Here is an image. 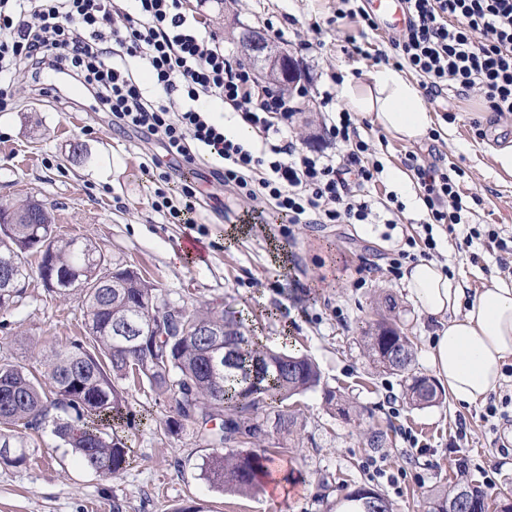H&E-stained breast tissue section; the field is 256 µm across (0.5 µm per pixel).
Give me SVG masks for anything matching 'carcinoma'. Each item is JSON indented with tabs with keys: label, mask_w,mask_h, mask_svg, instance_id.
Masks as SVG:
<instances>
[{
	"label": "carcinoma",
	"mask_w": 512,
	"mask_h": 512,
	"mask_svg": "<svg viewBox=\"0 0 512 512\" xmlns=\"http://www.w3.org/2000/svg\"><path fill=\"white\" fill-rule=\"evenodd\" d=\"M2 224L7 228L0 229V310L22 303L31 278L29 257L37 258L44 288L48 266L77 270L85 340L44 351L39 370L0 358V448L13 449L9 457L0 455V464H25L29 453L23 431L49 426L82 467L104 477L122 474L134 459L115 429L136 426L128 390L146 384L159 398L170 397L174 387L180 391L164 432L190 427L214 448L205 464L210 485L238 494L262 491L271 462L270 449L259 447L264 437L239 441L233 435L248 419L273 418L276 434L269 441L277 454L288 453L295 425L292 400L320 387L317 365L304 355L269 348L245 331L233 311L195 306L181 308L178 321L167 314L150 316L149 304L164 298L163 290L132 265L108 263L92 240L57 235L50 214L36 202L1 207ZM150 319L155 329L147 333L146 362L123 349L112 330L116 324L145 325ZM200 326L223 334L231 363L217 371L208 366ZM363 341L373 362L405 378L413 405L439 402L435 384L415 371L413 341L397 324L384 319L363 331ZM468 488L458 482L435 494L428 512H444Z\"/></svg>",
	"instance_id": "1"
}]
</instances>
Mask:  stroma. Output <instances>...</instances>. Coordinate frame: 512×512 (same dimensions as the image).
<instances>
[{"label": "stroma", "instance_id": "obj_1", "mask_svg": "<svg viewBox=\"0 0 512 512\" xmlns=\"http://www.w3.org/2000/svg\"><path fill=\"white\" fill-rule=\"evenodd\" d=\"M346 0H190L238 57L246 50L242 28L273 22V38L290 50L300 71L316 79L315 92L299 99L288 128L298 141L321 134L329 114L344 109L331 74L357 84L368 82L370 60L345 51L348 40L369 52L390 51L392 33L371 30L352 18ZM321 32H314L313 23ZM333 92L327 110L317 95ZM434 125L417 141L385 135L374 115L359 114L358 133L373 159L383 163L371 195L386 201L397 195L405 205L403 225L418 224L423 204L400 192L388 173L403 169L406 154L425 161L441 156L462 171L460 189L471 198L475 224L512 230V175L494 158L512 143V117L489 112L479 92L458 97L447 90L428 102ZM155 142L109 126L91 105L34 94L17 85L14 108L0 112V204L35 200L51 213L60 234L97 242L108 261L140 269L176 306L205 304L238 312L252 333L278 351L305 354L318 365L322 389L301 396L291 446L270 468L277 480L255 496L213 488L203 465L212 450L195 433L165 434L161 423L172 410L149 388L131 389L129 407L145 423L131 435L135 456L125 473L105 478L77 465L71 450L51 431L30 434V461L0 464V512H90L91 505L121 512H176L200 503L204 512H336L346 494L369 488L385 494L397 512H426L431 490L463 480L488 497L512 492V376L486 403L467 405L443 398L425 408L410 405L400 376L370 361L361 326L389 315L413 336L415 367L432 376L428 353L439 327L410 298L402 278L378 266L380 257L399 248L401 228L386 224H275L277 242L264 233L237 229L234 217L244 205L218 193L208 166H197L198 185L218 193L227 216L212 207L194 224H162L151 209L155 185L142 163L157 152ZM205 249L203 258L183 256L185 238ZM437 250L451 273L476 289L498 278L512 282L492 253L478 248V262L459 257L453 234H435ZM374 265L365 286L354 287L359 270ZM76 297L30 284L20 306L0 312V355L34 365L39 353L65 346L83 335ZM339 391L353 408L340 419L327 409L324 389ZM498 415L487 418L488 407ZM384 435L381 446L370 443Z\"/></svg>", "mask_w": 512, "mask_h": 512}]
</instances>
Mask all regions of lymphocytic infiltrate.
Segmentation results:
<instances>
[{"instance_id": "f902f5d3", "label": "lymphocytic infiltrate", "mask_w": 512, "mask_h": 512, "mask_svg": "<svg viewBox=\"0 0 512 512\" xmlns=\"http://www.w3.org/2000/svg\"><path fill=\"white\" fill-rule=\"evenodd\" d=\"M411 21L392 53L370 55L373 65H407L427 96L480 91L488 111L512 115V0H406ZM0 0V112L11 110L22 69L60 74L106 113L112 126L155 141L159 152L144 165L157 183L152 210L166 224H192L199 188L184 171L202 155L231 197L250 201L247 224L266 226V214L293 224H368V199L383 166L365 164L369 145L359 139L351 112L339 111L316 145L287 140L294 110L283 92L259 87L223 38L204 19L187 16L183 0ZM145 60L156 88L146 94L129 61ZM230 106L261 139L253 146L231 138L200 101ZM427 214L417 234L387 256L388 270L432 260L437 228H458L457 249L481 244L500 269L512 266V238L494 224H474L455 176L447 167L409 153Z\"/></svg>"}]
</instances>
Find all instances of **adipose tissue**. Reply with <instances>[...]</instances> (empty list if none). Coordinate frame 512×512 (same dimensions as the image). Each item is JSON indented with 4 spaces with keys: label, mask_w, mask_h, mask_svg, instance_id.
<instances>
[{
    "label": "adipose tissue",
    "mask_w": 512,
    "mask_h": 512,
    "mask_svg": "<svg viewBox=\"0 0 512 512\" xmlns=\"http://www.w3.org/2000/svg\"><path fill=\"white\" fill-rule=\"evenodd\" d=\"M339 96L353 111L374 114L389 133L408 140L433 125L416 85L394 68L371 73L367 84L344 82ZM405 286L419 310L438 319L429 363L443 387L467 405L485 402L512 363V285L494 281L467 293L436 261L406 268Z\"/></svg>",
    "instance_id": "1"
}]
</instances>
